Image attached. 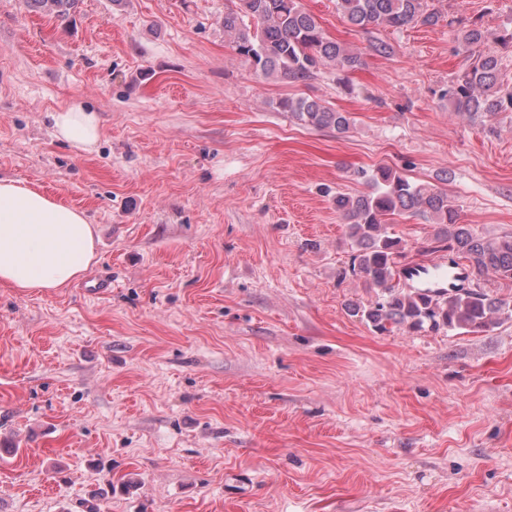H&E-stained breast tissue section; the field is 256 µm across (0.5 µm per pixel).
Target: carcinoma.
<instances>
[{"mask_svg":"<svg viewBox=\"0 0 512 512\" xmlns=\"http://www.w3.org/2000/svg\"><path fill=\"white\" fill-rule=\"evenodd\" d=\"M31 11L67 21L80 0H23ZM336 8L363 30L401 29L412 24L435 25L437 12L428 0H336ZM224 38L237 53L253 62L262 75L307 83L329 69L362 65L361 53L323 33L316 17L300 0H230L224 7ZM459 51L472 62L448 84L445 97L452 111L466 116H493L512 111V93L498 85L499 59L490 35L474 22L456 38ZM278 108L305 126L347 132L352 119L311 97H288ZM368 190L355 195L336 193L333 204L345 227L351 254L342 277L364 280L374 293L368 304L351 311L380 333L392 327L416 332L458 334L487 331L512 318V304L490 295L479 281L487 275L512 283V234L486 238L462 223L460 205L448 191L418 182L380 165L361 170ZM420 217L433 224L428 240L433 251L446 250L468 262L471 288L399 287L400 259L407 243L390 233L394 216Z\"/></svg>","mask_w":512,"mask_h":512,"instance_id":"cac0c4a2","label":"carcinoma"}]
</instances>
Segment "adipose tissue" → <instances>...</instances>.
<instances>
[{"instance_id":"ef3b65f1","label":"adipose tissue","mask_w":512,"mask_h":512,"mask_svg":"<svg viewBox=\"0 0 512 512\" xmlns=\"http://www.w3.org/2000/svg\"><path fill=\"white\" fill-rule=\"evenodd\" d=\"M58 139L91 151L99 117L83 106L52 115ZM95 230L84 213L30 186L0 181V285L19 291L57 289L79 278L95 258Z\"/></svg>"}]
</instances>
